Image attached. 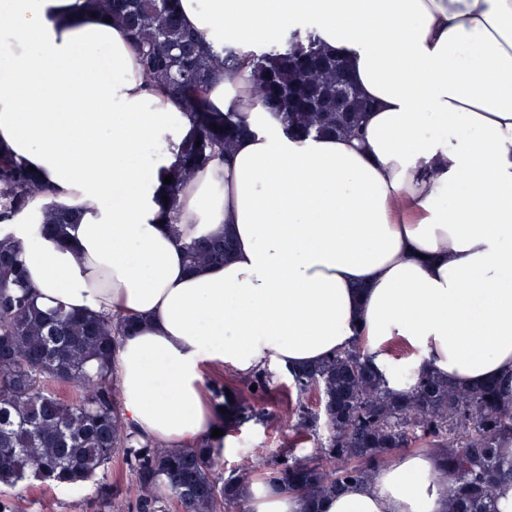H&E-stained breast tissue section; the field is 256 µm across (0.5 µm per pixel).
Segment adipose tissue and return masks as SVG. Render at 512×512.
<instances>
[{
    "label": "adipose tissue",
    "mask_w": 512,
    "mask_h": 512,
    "mask_svg": "<svg viewBox=\"0 0 512 512\" xmlns=\"http://www.w3.org/2000/svg\"><path fill=\"white\" fill-rule=\"evenodd\" d=\"M201 42L276 41L291 27L335 48L372 108L359 138H299L241 76L207 102L248 126L164 202L196 143L193 117L145 80L105 0H0V159L49 197L8 230L39 307L130 315L112 360L122 414L167 447L213 431L205 372L315 364L361 340L448 381L512 393V0H177ZM161 152L142 157L146 143ZM79 223L45 237L47 202ZM229 237L195 271L183 242ZM454 485L432 454L386 463L320 512H443ZM248 512H303L252 482Z\"/></svg>",
    "instance_id": "ef3b65f1"
}]
</instances>
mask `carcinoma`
<instances>
[{"mask_svg":"<svg viewBox=\"0 0 512 512\" xmlns=\"http://www.w3.org/2000/svg\"><path fill=\"white\" fill-rule=\"evenodd\" d=\"M110 7L142 57L146 80L195 113L202 142L197 163L247 131L234 114L219 115L207 103L220 64L226 78L246 74L259 105L298 136L355 135L371 108L347 79L343 61L310 32L290 30L245 62L229 43L219 51L201 44L184 28L174 0H110ZM44 193L31 177L0 164V487L33 479L79 488L121 453L138 489L133 512H166L163 489L177 512H247L244 492L258 468L226 477L222 449L211 438L167 448L138 438L123 421L110 365L134 329L132 319L114 322L34 303L20 250L1 226ZM77 222L76 209L51 203L39 232L50 235ZM231 249L224 237L184 243L193 270L224 262ZM92 360L94 375L86 370ZM291 377L295 398L285 414L297 419L296 437L316 439L317 448L311 455L290 448L262 467L269 486L303 499L304 512H317L321 499L372 479L396 450L410 447L436 453L442 476L454 483L445 512H500V490L512 485V402L502 401L496 385H451L412 367L398 374L406 387L398 391L357 345ZM62 384L78 387L80 399L63 401L56 393ZM269 386L262 372L241 390L215 387L216 428L271 418L264 405ZM310 393L318 396L313 409L305 403Z\"/></svg>","mask_w":512,"mask_h":512,"instance_id":"cac0c4a2","label":"carcinoma"}]
</instances>
